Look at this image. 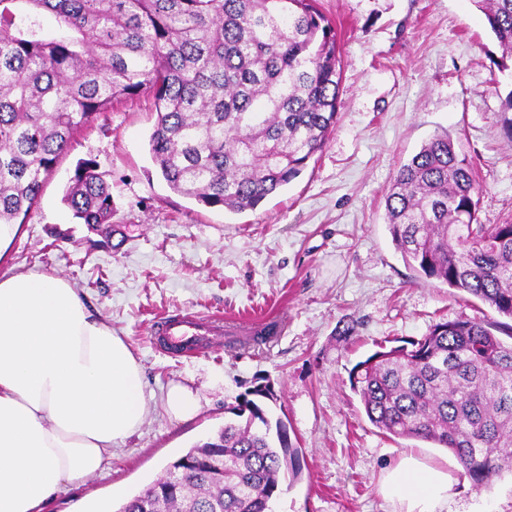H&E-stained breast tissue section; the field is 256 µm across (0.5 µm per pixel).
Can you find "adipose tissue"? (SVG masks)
Returning <instances> with one entry per match:
<instances>
[{
	"instance_id": "1",
	"label": "adipose tissue",
	"mask_w": 512,
	"mask_h": 512,
	"mask_svg": "<svg viewBox=\"0 0 512 512\" xmlns=\"http://www.w3.org/2000/svg\"><path fill=\"white\" fill-rule=\"evenodd\" d=\"M145 385L128 344L61 277H0V512H48L141 426ZM453 477L405 456L384 484L403 512H443Z\"/></svg>"
}]
</instances>
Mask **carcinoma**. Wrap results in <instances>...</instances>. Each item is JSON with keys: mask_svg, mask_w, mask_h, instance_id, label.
<instances>
[{"mask_svg": "<svg viewBox=\"0 0 512 512\" xmlns=\"http://www.w3.org/2000/svg\"><path fill=\"white\" fill-rule=\"evenodd\" d=\"M512 61V0H474ZM51 16L60 34H42ZM336 28L317 0H0V224H22L75 131L142 95L154 101L152 158L175 193L253 210L322 150L341 90ZM498 123L512 139V91ZM479 185L448 132L400 166L387 225L420 276L512 320V222L478 221ZM65 202L110 222V185L77 165ZM512 325L459 319L358 362L350 381L385 434L436 443L473 488L512 471ZM245 398L236 420L172 461L118 512H271L280 471L302 470L280 420Z\"/></svg>", "mask_w": 512, "mask_h": 512, "instance_id": "obj_1", "label": "carcinoma"}]
</instances>
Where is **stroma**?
<instances>
[{"instance_id": "1", "label": "stroma", "mask_w": 512, "mask_h": 512, "mask_svg": "<svg viewBox=\"0 0 512 512\" xmlns=\"http://www.w3.org/2000/svg\"><path fill=\"white\" fill-rule=\"evenodd\" d=\"M338 33L342 87L336 126L298 177L256 209L209 208L169 189L149 152V97L114 105L74 135L36 207L4 254L0 275L67 279L129 345L144 380L139 430L53 512L80 501L120 508L170 462L222 427L254 386L288 428L304 466L286 477L275 512H400L381 484L402 454L448 468L450 512H512V473L478 491L440 446L381 433L350 383L379 347L425 335L441 320L488 322L487 304L419 277L396 249L385 195L400 166L448 132L481 187L478 218L512 220V140L498 124L512 69L472 0H318ZM111 186L112 229L96 232L63 202L78 161ZM219 314L225 323L278 325L266 345L211 337L191 354L154 341L161 316ZM199 398L188 420L167 408L171 386Z\"/></svg>"}]
</instances>
